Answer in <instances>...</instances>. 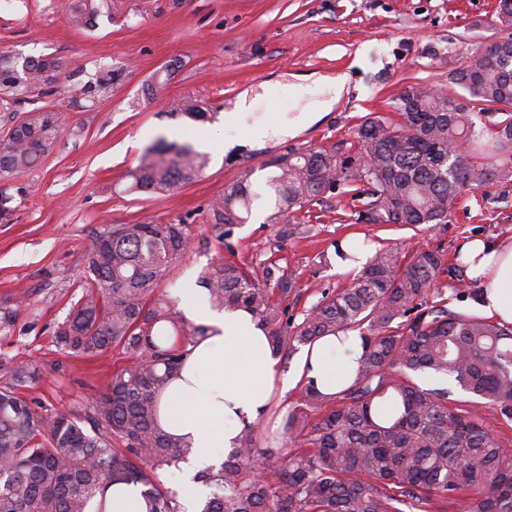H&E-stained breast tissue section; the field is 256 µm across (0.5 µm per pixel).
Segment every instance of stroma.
Returning <instances> with one entry per match:
<instances>
[{"mask_svg":"<svg viewBox=\"0 0 512 512\" xmlns=\"http://www.w3.org/2000/svg\"><path fill=\"white\" fill-rule=\"evenodd\" d=\"M497 0H105L94 28L71 25L57 0H12L0 8V52L51 54L63 63L61 91L34 97L33 106L63 113L66 128L33 169L0 179V297L28 302L13 335L0 337V360L29 362L42 371L29 400L60 411L81 410L103 391L127 355L70 357L54 330L83 293L84 246L116 224H188L193 246L172 266L167 294L195 283L215 259L258 263L284 259L297 283L289 310L302 315L347 282L336 267V242L360 235L403 252L442 248L447 264L473 238L512 237V181L459 195L447 223L415 229L360 224L350 195L327 194L279 225L247 222L218 238L209 215L225 184L248 177L262 189L272 159L322 148L339 156L357 147L369 117L398 121L393 96L420 83L466 102L449 74L475 53L506 37ZM125 69L96 103L71 97L97 59ZM349 72L336 109L298 137L263 147L225 149L244 137L232 109L238 94L261 80L293 73ZM192 97L209 108L198 123L171 116L174 101ZM187 140L209 153L197 181L176 192L130 193L128 172L159 139Z\"/></svg>","mask_w":512,"mask_h":512,"instance_id":"obj_1","label":"stroma"}]
</instances>
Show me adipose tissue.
<instances>
[{"mask_svg": "<svg viewBox=\"0 0 512 512\" xmlns=\"http://www.w3.org/2000/svg\"><path fill=\"white\" fill-rule=\"evenodd\" d=\"M348 82L345 73L297 75L293 88L310 102L298 115L276 125L248 123L254 100L249 92H242L236 115L246 123L245 144L262 146L281 135L299 136L334 109ZM461 252L468 273L481 280L482 312L512 324V240L477 238L465 243ZM178 308L185 319L204 327L206 334L189 346L177 372L160 391L157 423L190 446L180 469L182 483L190 490L185 500L194 503L199 498L192 490L194 475L218 465L219 449L232 448L244 425L265 414L272 387L285 394L305 378L323 392H336L353 381L362 348L356 335L342 343L327 337L303 347L292 370L285 372L250 313L221 312L199 301H182Z\"/></svg>", "mask_w": 512, "mask_h": 512, "instance_id": "1", "label": "adipose tissue"}]
</instances>
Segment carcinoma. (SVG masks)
Masks as SVG:
<instances>
[{
    "label": "carcinoma",
    "mask_w": 512,
    "mask_h": 512,
    "mask_svg": "<svg viewBox=\"0 0 512 512\" xmlns=\"http://www.w3.org/2000/svg\"><path fill=\"white\" fill-rule=\"evenodd\" d=\"M66 7L75 26L89 28L104 0H67ZM62 68L51 54H0V110L55 87ZM121 76L101 61L77 91L93 103ZM450 80L476 111L409 84L393 100L400 121L365 119L355 155L310 148L270 161L275 174L266 186L275 209L267 223L281 224L341 186L362 204L357 220L366 224H445L464 188L511 180L512 110L500 104H512V38L492 60L467 62ZM174 110L192 121L207 117L190 98ZM483 114L498 120L478 130ZM62 131L60 113L26 111L0 141V178L35 167ZM208 164L190 142L162 140L129 172V190L174 191ZM260 198L246 177L227 184L210 205L219 237L244 223ZM190 240L184 223H134L86 243L84 291L57 326L56 342L71 357L117 347L129 360L84 412L33 405L22 390L41 378L40 369L0 364V512H108L101 494L117 479L142 485L150 512H181L177 494L161 490L158 477L178 466L189 445L158 428L156 396L205 329L186 330L176 302L159 288ZM198 284L211 307L252 313L286 359L322 336L356 332L363 348L350 386L323 394L301 385L298 406L281 424L297 451L278 470L270 469L281 458L275 433L259 422L243 428L221 466L197 476L211 489L201 512H432L456 502L463 512H512V450L481 415L489 406L512 420V324L448 310L445 289L459 298L473 293L465 267H445L438 248L403 254L380 246L348 285L322 295L299 319L288 304L296 278L275 260L218 259ZM22 308L0 299V336ZM172 336L185 340L178 346ZM423 376L450 379L472 400L454 410L450 390L423 386Z\"/></svg>",
    "instance_id": "obj_1"
}]
</instances>
